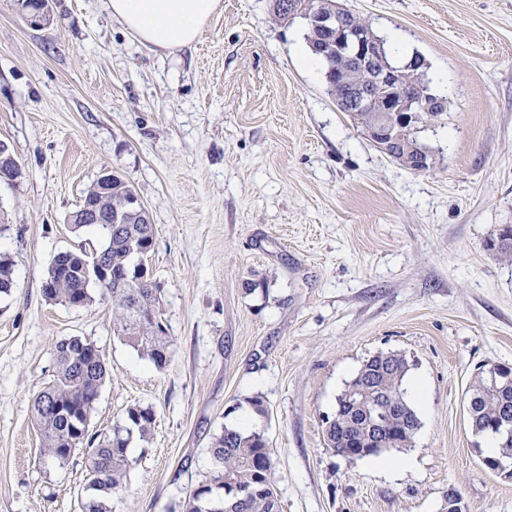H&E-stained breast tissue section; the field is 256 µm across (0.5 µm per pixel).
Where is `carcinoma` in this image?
I'll return each mask as SVG.
<instances>
[{
	"mask_svg": "<svg viewBox=\"0 0 512 512\" xmlns=\"http://www.w3.org/2000/svg\"><path fill=\"white\" fill-rule=\"evenodd\" d=\"M306 40L311 54L323 64L324 80L333 89L335 101L346 96L345 79H366L363 71L336 55L331 34L309 29ZM133 194L130 184L115 174L110 181L98 178L86 190L69 221L76 231L86 227L98 231L101 242L58 253L51 263V284L43 294L50 301L83 307L93 300L92 290H99L101 296L112 300V324L118 335L162 369L170 340L159 309V288L145 265L154 247V229L148 213L125 206ZM88 209L112 215V227L82 224L81 215ZM490 246L511 260L512 225L499 228ZM13 284V263L0 255V296L10 294ZM54 357V378L33 403L42 455L64 465L76 452L86 453L81 512H112L110 495L122 486L130 465L127 448L134 437L144 439L151 433L154 415L149 408L131 407L124 424L111 433L91 432V412L107 374L105 356L93 343L72 336L55 344ZM407 372L408 363L399 353H391L384 360L378 356L365 360L338 395L333 417L325 419L326 447L337 454L351 449L360 460L378 457L388 448L413 447L420 421L406 399ZM368 377L387 400L382 413L388 434L381 444L367 443L360 428L363 414L346 405ZM470 396L477 398L470 415L474 432L497 440V453L486 460L512 458V438L504 439L496 430L504 416L512 418V386L496 387L480 374L471 385ZM59 407L72 417L64 418L57 411ZM210 454L213 474L185 502V512H278L273 449L263 433L226 427L215 437Z\"/></svg>",
	"mask_w": 512,
	"mask_h": 512,
	"instance_id": "1",
	"label": "carcinoma"
}]
</instances>
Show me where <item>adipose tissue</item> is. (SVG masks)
Masks as SVG:
<instances>
[{"mask_svg":"<svg viewBox=\"0 0 512 512\" xmlns=\"http://www.w3.org/2000/svg\"><path fill=\"white\" fill-rule=\"evenodd\" d=\"M220 0H109L113 19L142 43L175 50L200 36Z\"/></svg>","mask_w":512,"mask_h":512,"instance_id":"adipose-tissue-1","label":"adipose tissue"}]
</instances>
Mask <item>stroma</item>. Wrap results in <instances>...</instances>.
I'll use <instances>...</instances> for the list:
<instances>
[{
	"mask_svg": "<svg viewBox=\"0 0 512 512\" xmlns=\"http://www.w3.org/2000/svg\"><path fill=\"white\" fill-rule=\"evenodd\" d=\"M397 62L427 63L447 110L419 124L435 155L414 173L338 111L305 27L269 0H221L191 46L142 45L107 0H52L31 26L0 0V512H80L85 453L41 458L31 404L78 336L108 373L93 430L154 413L132 440L112 512H184L214 470L213 438L249 418L274 451L279 512H512V478L483 463L467 391L512 366V0H343ZM135 189L155 227L150 268L170 355L158 369L112 331V302L46 300L54 256L92 238L69 215L104 172ZM403 354L421 427L396 469L348 461L324 419L364 360ZM420 389H413L414 381ZM262 397L266 415L255 414Z\"/></svg>",
	"mask_w": 512,
	"mask_h": 512,
	"instance_id": "35a3bbf8",
	"label": "stroma"
}]
</instances>
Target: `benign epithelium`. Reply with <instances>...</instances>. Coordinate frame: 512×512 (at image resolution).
Returning <instances> with one entry per match:
<instances>
[{"label": "benign epithelium", "instance_id": "obj_1", "mask_svg": "<svg viewBox=\"0 0 512 512\" xmlns=\"http://www.w3.org/2000/svg\"><path fill=\"white\" fill-rule=\"evenodd\" d=\"M292 8L311 18L320 29L336 32V50L343 57L362 66H373L370 84L359 82L349 85L345 108L352 117L360 112L378 113L377 125L369 133L370 142L401 167L409 164L420 170L426 166V153L406 143L405 130L421 122L424 112L445 111L446 102L442 99L426 100L420 88H402L406 73L384 62L379 46L361 31L360 25H342V19L349 14L345 5L297 0Z\"/></svg>", "mask_w": 512, "mask_h": 512}]
</instances>
